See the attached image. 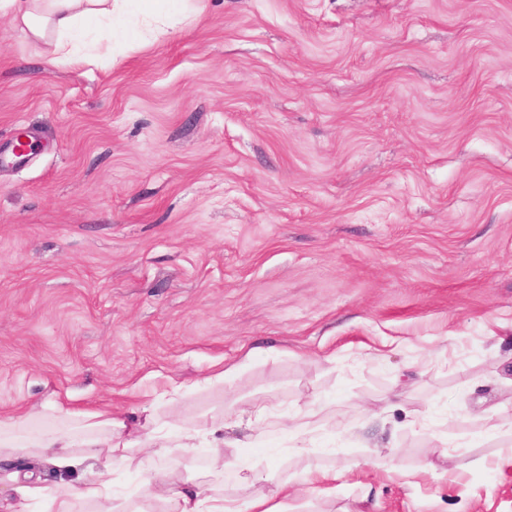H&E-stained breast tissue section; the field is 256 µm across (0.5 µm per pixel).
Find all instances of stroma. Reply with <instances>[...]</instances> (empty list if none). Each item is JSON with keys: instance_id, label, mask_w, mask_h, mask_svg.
<instances>
[{"instance_id": "stroma-1", "label": "stroma", "mask_w": 512, "mask_h": 512, "mask_svg": "<svg viewBox=\"0 0 512 512\" xmlns=\"http://www.w3.org/2000/svg\"><path fill=\"white\" fill-rule=\"evenodd\" d=\"M126 12L84 67L0 15V147L42 141L0 166V413L261 409L232 471L136 452L116 506L512 512V0H187L140 46ZM207 492V488L193 482L176 489L149 483L144 498L164 501L167 512H288L284 510L285 503L294 489L288 483H283L275 491L257 493L243 503Z\"/></svg>"}]
</instances>
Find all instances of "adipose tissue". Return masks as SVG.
Returning a JSON list of instances; mask_svg holds the SVG:
<instances>
[{
    "label": "adipose tissue",
    "mask_w": 512,
    "mask_h": 512,
    "mask_svg": "<svg viewBox=\"0 0 512 512\" xmlns=\"http://www.w3.org/2000/svg\"><path fill=\"white\" fill-rule=\"evenodd\" d=\"M121 12L122 0H0V13L20 21L34 40L47 42L54 61L74 65H91L97 58L95 51L79 48L80 35L89 29L97 48L110 44L113 21ZM140 411L143 419L137 423L109 407L78 412L74 418L79 427L74 432L43 429L29 412L0 416V463L13 462L33 451L62 471L77 466L94 470L97 480L66 482L50 490L54 512H76L80 500L98 502L99 512H113L104 475L126 465L130 449L159 444L153 429L155 396H147ZM292 493V487L283 483L273 492H260L240 503L189 482L176 489L151 483L144 496L164 501L167 512H285Z\"/></svg>",
    "instance_id": "obj_1"
}]
</instances>
